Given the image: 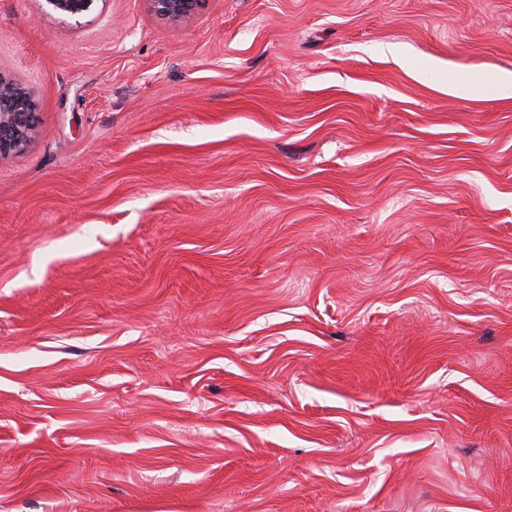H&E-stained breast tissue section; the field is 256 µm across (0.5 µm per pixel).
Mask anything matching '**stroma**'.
Returning <instances> with one entry per match:
<instances>
[{
  "label": "stroma",
  "mask_w": 512,
  "mask_h": 512,
  "mask_svg": "<svg viewBox=\"0 0 512 512\" xmlns=\"http://www.w3.org/2000/svg\"><path fill=\"white\" fill-rule=\"evenodd\" d=\"M0 68V512H512V0H0ZM53 11L69 16L81 17L91 11L96 0H45ZM152 10L163 19L171 22L180 21L196 10L205 0H148ZM38 112L30 92L0 70V160L22 151L33 139Z\"/></svg>",
  "instance_id": "obj_1"
}]
</instances>
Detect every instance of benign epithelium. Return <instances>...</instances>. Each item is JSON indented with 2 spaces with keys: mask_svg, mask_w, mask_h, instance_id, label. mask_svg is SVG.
<instances>
[{
  "mask_svg": "<svg viewBox=\"0 0 512 512\" xmlns=\"http://www.w3.org/2000/svg\"><path fill=\"white\" fill-rule=\"evenodd\" d=\"M53 11L81 17L91 11L97 0H45ZM152 10L163 19L180 21L205 0H149ZM38 112L30 92L13 76L0 71V160L22 151L33 139Z\"/></svg>",
  "mask_w": 512,
  "mask_h": 512,
  "instance_id": "7a95c632",
  "label": "benign epithelium"
}]
</instances>
